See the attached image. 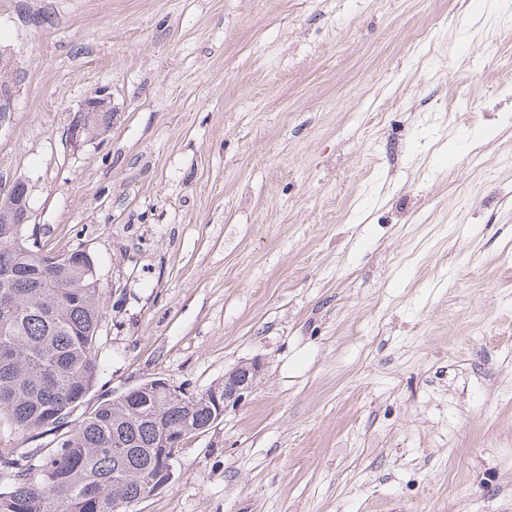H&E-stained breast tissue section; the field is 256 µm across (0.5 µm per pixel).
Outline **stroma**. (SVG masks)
I'll use <instances>...</instances> for the list:
<instances>
[{"instance_id":"obj_1","label":"stroma","mask_w":512,"mask_h":512,"mask_svg":"<svg viewBox=\"0 0 512 512\" xmlns=\"http://www.w3.org/2000/svg\"><path fill=\"white\" fill-rule=\"evenodd\" d=\"M474 2L0 0V194L95 264L93 398L262 367L132 512H512V8ZM99 112L101 116L96 124H103L101 126H92L89 131L90 121ZM105 112H109V116H105ZM112 97L106 90H98L90 97L86 98L81 107L77 111L73 123L71 125V138L75 142L81 141L84 134H95L100 131H107L112 125Z\"/></svg>"}]
</instances>
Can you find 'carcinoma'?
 <instances>
[{
  "instance_id": "carcinoma-1",
  "label": "carcinoma",
  "mask_w": 512,
  "mask_h": 512,
  "mask_svg": "<svg viewBox=\"0 0 512 512\" xmlns=\"http://www.w3.org/2000/svg\"><path fill=\"white\" fill-rule=\"evenodd\" d=\"M95 264L0 223V512H130L175 434L218 422L224 388L143 387L88 406L102 372Z\"/></svg>"
}]
</instances>
